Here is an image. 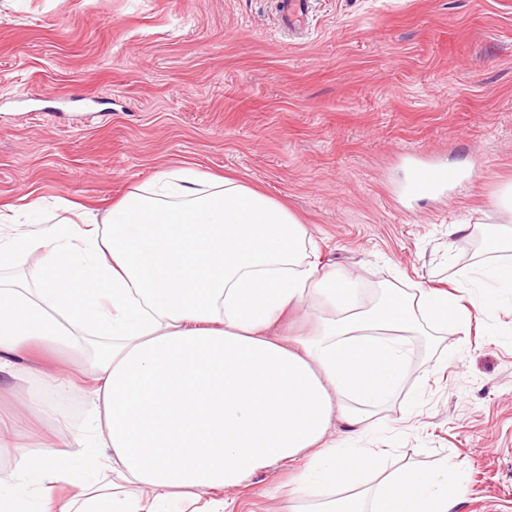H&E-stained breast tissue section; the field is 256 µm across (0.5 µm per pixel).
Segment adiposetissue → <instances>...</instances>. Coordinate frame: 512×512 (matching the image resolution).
<instances>
[{
    "label": "adipose tissue",
    "mask_w": 512,
    "mask_h": 512,
    "mask_svg": "<svg viewBox=\"0 0 512 512\" xmlns=\"http://www.w3.org/2000/svg\"><path fill=\"white\" fill-rule=\"evenodd\" d=\"M39 253L35 287L0 282V387L19 395L20 414L46 410L45 395L84 384L95 431L88 453L74 422L22 436L0 420V512H156L164 499H216L259 471L307 465L296 492L341 487L346 497L312 512H455L467 491L447 466H408L362 487L380 448L325 444L335 416L358 433L395 397L409 360L407 338L454 326L471 313L441 288H391L373 308L357 281L324 267L297 217L280 201L231 178L161 173L113 206L104 220L74 219L33 233L0 225V269ZM458 288L478 313L512 306V263L484 262ZM317 298L324 314L303 337L269 335L288 310ZM111 337L91 352L85 328ZM72 364L33 371L49 347ZM105 470L112 494L96 493L87 470ZM141 489L138 498L123 487Z\"/></svg>",
    "instance_id": "ef3b65f1"
}]
</instances>
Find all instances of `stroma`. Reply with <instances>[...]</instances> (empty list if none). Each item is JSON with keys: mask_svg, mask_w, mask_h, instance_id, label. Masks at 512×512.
<instances>
[{"mask_svg": "<svg viewBox=\"0 0 512 512\" xmlns=\"http://www.w3.org/2000/svg\"><path fill=\"white\" fill-rule=\"evenodd\" d=\"M307 26L288 37L274 0H0V206L33 203L34 230L64 200L101 218L190 168L284 202L364 303L454 284L512 227V0H313ZM412 151L479 171L404 201ZM408 347L362 446L390 472L448 461L459 512H512V309ZM291 476L260 471L232 512L308 507Z\"/></svg>", "mask_w": 512, "mask_h": 512, "instance_id": "obj_1", "label": "stroma"}]
</instances>
